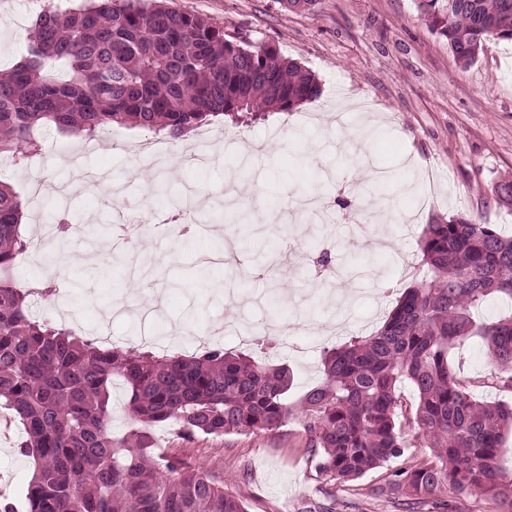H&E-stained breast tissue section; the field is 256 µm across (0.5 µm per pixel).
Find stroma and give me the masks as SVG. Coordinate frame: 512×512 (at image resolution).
<instances>
[{"mask_svg": "<svg viewBox=\"0 0 512 512\" xmlns=\"http://www.w3.org/2000/svg\"><path fill=\"white\" fill-rule=\"evenodd\" d=\"M42 0H0V70L25 52L27 29ZM212 18L248 45L274 46L316 75L320 92L292 112L250 124L204 123L187 138H164L161 157L143 153L149 132L113 126L99 142L41 130V154L21 163L0 160V181L25 201L33 248L17 259L16 282L41 280L46 263L62 307L37 297L29 308L93 339L120 348L171 347L200 352L199 334L261 363L286 365L298 398L322 378L321 351L380 328L416 282V242L432 218L464 214L512 234V210L496 204L492 187L512 177V45L488 42L478 61L455 65L446 42L422 19L416 0H318L291 12L279 0H168ZM379 120L367 148L362 118ZM265 152L245 162L240 148ZM363 151L364 166L354 161ZM383 175L386 199L351 195L363 170ZM109 174V191L75 187L77 171ZM166 175L173 195L190 191L209 202L202 221L221 234L147 237L142 261L160 269L153 284L158 315L136 308L142 289L114 243L129 208L156 201L153 178ZM246 221H235L237 208ZM97 225L89 242L58 253L43 234L59 217ZM106 252L99 264L79 256ZM331 255L332 279L315 263ZM460 378L477 398L512 404V393L488 386L493 366L485 347L468 341L455 357ZM23 430L0 409V500L21 503L33 473L18 446ZM299 421L258 434L197 436L183 442L175 427L157 430L156 444L198 462H219L224 486L246 512H408L399 491L378 494L384 466L344 484L316 473Z\"/></svg>", "mask_w": 512, "mask_h": 512, "instance_id": "stroma-1", "label": "stroma"}]
</instances>
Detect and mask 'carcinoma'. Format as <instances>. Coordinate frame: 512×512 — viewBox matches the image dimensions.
Returning a JSON list of instances; mask_svg holds the SVG:
<instances>
[{
	"label": "carcinoma",
	"instance_id": "obj_1",
	"mask_svg": "<svg viewBox=\"0 0 512 512\" xmlns=\"http://www.w3.org/2000/svg\"><path fill=\"white\" fill-rule=\"evenodd\" d=\"M455 64H474L486 43H512V0H417ZM314 75L272 46L248 49L218 23L161 0H48L25 56L0 73V156L39 153L38 127L95 139L114 124L172 139L210 116L246 123L317 97ZM512 209V179L493 186ZM23 201L0 182V408L26 434L33 460L25 512H245L206 463L155 452L152 429L178 426L185 442L273 431L291 420L308 434L316 472L340 484L404 455L408 415L428 461L390 474L410 497H491L512 512V474L496 465L512 433V408L476 399L450 353L477 336L495 368L491 384L512 392V306L496 320L475 313L498 296L512 303V237L465 216L427 225L417 283L383 326L322 351L323 380L296 403L290 371L215 345L194 356L105 348L31 317L15 261L31 240ZM123 379L135 428L112 437L111 389ZM417 396L404 411L398 390Z\"/></svg>",
	"mask_w": 512,
	"mask_h": 512
}]
</instances>
